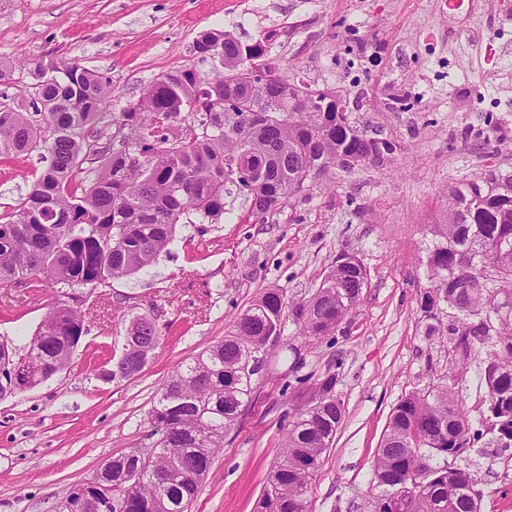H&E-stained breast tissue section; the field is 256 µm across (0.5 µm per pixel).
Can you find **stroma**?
I'll return each mask as SVG.
<instances>
[{
    "instance_id": "35a3bbf8",
    "label": "stroma",
    "mask_w": 512,
    "mask_h": 512,
    "mask_svg": "<svg viewBox=\"0 0 512 512\" xmlns=\"http://www.w3.org/2000/svg\"><path fill=\"white\" fill-rule=\"evenodd\" d=\"M264 42L283 75L340 95L350 120L394 146L383 160L309 178L279 215L248 219L245 192L227 185L216 224H178L156 263L107 288L112 313L92 319L71 366L0 400V512H56L101 464L147 444V414L166 376L222 339L265 289L308 300L337 256L355 254L369 286L336 334L284 349L239 426L224 438L191 512H255L291 409L336 374L344 414L312 482L310 512H369L370 466L393 407L448 371V349L423 336L417 294L426 277V227L441 223L448 186L512 176V0H0V60H75L112 79L117 105L160 74L210 77L192 50L199 32ZM38 154L0 157V206L24 198ZM46 301L0 313V336L31 337ZM152 318L163 337L133 379L105 381L129 319ZM468 468L481 512H512V455L473 448Z\"/></svg>"
}]
</instances>
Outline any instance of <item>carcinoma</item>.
I'll return each instance as SVG.
<instances>
[{"mask_svg": "<svg viewBox=\"0 0 512 512\" xmlns=\"http://www.w3.org/2000/svg\"><path fill=\"white\" fill-rule=\"evenodd\" d=\"M193 51L216 63L212 76L192 69L159 76L112 115L109 137L99 124L112 107V80L75 60L36 63L21 102L0 106V155L36 152L44 162L29 194L0 213V288L50 297L27 344L0 338V399L68 369L89 328L94 290L151 267L180 221L217 223L227 183L246 191L249 216L262 219L301 191L306 172L354 153L378 159L393 151L348 116L340 127L336 112L319 111L314 101L324 90L282 78L263 60L262 43L244 46L206 30ZM245 67L256 81L236 78ZM429 233V286L417 301L425 339L448 345V375L393 408L371 465V512H481L478 477L458 460L487 441L512 451V196L484 180L450 186L444 221ZM341 257L348 266L332 269L295 308L304 341L335 333L368 287L360 260ZM286 308L283 291H265L223 340L180 362L148 412L149 452L112 456L110 470L81 486L86 497L106 512H190L224 432L281 345ZM161 341L153 319L131 318L119 356L100 377L134 378ZM476 360L485 397L473 416L456 388ZM335 387L336 374H327L294 409L256 512H309L312 481L343 418ZM158 472L168 480L157 482Z\"/></svg>", "mask_w": 512, "mask_h": 512, "instance_id": "carcinoma-1", "label": "carcinoma"}]
</instances>
